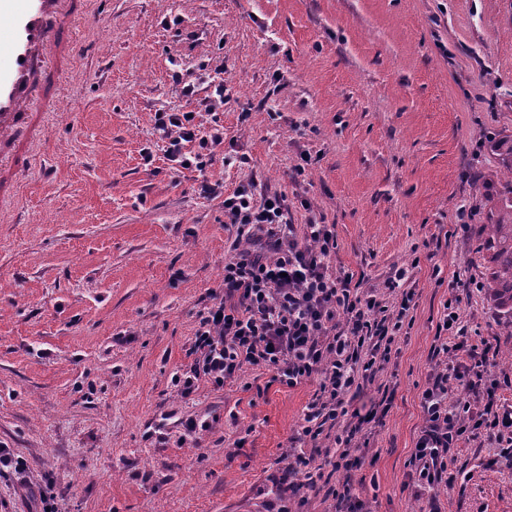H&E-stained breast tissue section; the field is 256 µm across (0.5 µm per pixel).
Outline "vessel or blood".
I'll use <instances>...</instances> for the list:
<instances>
[{"label": "vessel or blood", "mask_w": 512, "mask_h": 512, "mask_svg": "<svg viewBox=\"0 0 512 512\" xmlns=\"http://www.w3.org/2000/svg\"><path fill=\"white\" fill-rule=\"evenodd\" d=\"M82 0H0V197H12L31 166L30 147L56 105L73 58L71 25Z\"/></svg>", "instance_id": "vessel-or-blood-1"}]
</instances>
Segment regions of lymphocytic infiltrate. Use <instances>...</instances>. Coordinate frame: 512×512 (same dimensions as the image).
<instances>
[{
    "instance_id": "obj_1",
    "label": "lymphocytic infiltrate",
    "mask_w": 512,
    "mask_h": 512,
    "mask_svg": "<svg viewBox=\"0 0 512 512\" xmlns=\"http://www.w3.org/2000/svg\"><path fill=\"white\" fill-rule=\"evenodd\" d=\"M203 101L215 121L201 135L191 112H163L157 127L167 139L172 169L207 166L206 153L224 141L216 118L227 101L223 80ZM224 223L238 245L224 263V292L204 312L195 334L196 358L182 375V392L190 394L202 380L220 387L241 377L247 367L264 368L290 387L316 380L318 391L298 424V442L310 452L289 446L282 456L285 476H300L314 485L311 453L330 451L339 475L329 494L335 512H364L356 487L367 451L364 430L389 410L391 394H383L367 413L349 408L347 397L373 384L392 359L411 309L413 289L402 287L406 269L389 281L397 296L385 305L376 289L356 281L353 273L336 270L338 247L334 225L313 215L302 230L288 222V202L271 195L254 197L253 184L241 185L224 200ZM439 360L421 393L424 422L411 457L412 478L430 495L419 512H438L436 489L453 484L454 450L460 442L482 439L493 449L494 461L512 463V407L498 402L502 387L494 374L499 349L490 341L469 342L468 330L453 303H445L437 325ZM466 354L467 363L457 360ZM466 389L450 398V384Z\"/></svg>"
}]
</instances>
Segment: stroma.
<instances>
[{
	"label": "stroma",
	"instance_id": "1",
	"mask_svg": "<svg viewBox=\"0 0 512 512\" xmlns=\"http://www.w3.org/2000/svg\"><path fill=\"white\" fill-rule=\"evenodd\" d=\"M75 41L36 165L0 203V448L25 464L0 478V512H331L324 481L292 491L280 463L316 382L254 367L188 395L175 383L224 287V199L247 182L284 194L293 224H335L336 269L380 289L408 269L412 323L380 376L392 405L358 493L369 512H416L445 302L512 376L505 314L452 286L485 273L456 224L483 223L505 186L512 0H85ZM217 70L224 142L205 171H173L157 115L209 130L200 78ZM455 455L441 512H512V466L476 442Z\"/></svg>",
	"mask_w": 512,
	"mask_h": 512
}]
</instances>
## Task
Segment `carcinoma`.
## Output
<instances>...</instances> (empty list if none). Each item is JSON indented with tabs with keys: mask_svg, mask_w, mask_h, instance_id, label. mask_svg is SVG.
<instances>
[{
	"mask_svg": "<svg viewBox=\"0 0 512 512\" xmlns=\"http://www.w3.org/2000/svg\"><path fill=\"white\" fill-rule=\"evenodd\" d=\"M478 253L486 262L490 298L509 317L512 329V188L503 192L498 206L488 213L486 223L477 227Z\"/></svg>",
	"mask_w": 512,
	"mask_h": 512,
	"instance_id": "obj_1",
	"label": "carcinoma"
}]
</instances>
